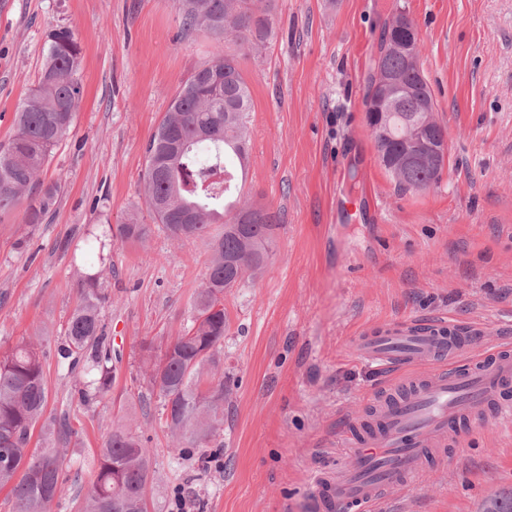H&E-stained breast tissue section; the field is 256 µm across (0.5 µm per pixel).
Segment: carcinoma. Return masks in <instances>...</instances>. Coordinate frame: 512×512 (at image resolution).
<instances>
[{
	"label": "carcinoma",
	"mask_w": 512,
	"mask_h": 512,
	"mask_svg": "<svg viewBox=\"0 0 512 512\" xmlns=\"http://www.w3.org/2000/svg\"><path fill=\"white\" fill-rule=\"evenodd\" d=\"M274 0H177L185 32L202 31L240 47L199 67L172 98L145 148L143 199L155 223L177 241L210 240L208 271L194 297L190 324L170 336L156 356L144 360L149 382L163 396L172 447L184 463L203 459L205 448L224 427V403L231 393L224 376V291L263 273L278 226L276 213L232 198L249 158L251 95L242 60L273 36ZM385 31L376 74L389 78L395 104L378 110L367 99V124L376 153L391 160L412 151L422 135L433 143L447 139L434 118L435 104L413 62L420 40L407 42L401 15ZM81 47L67 28L46 42L37 86L15 112L16 134L0 145V212L23 209V223L36 228L56 202L59 187L41 175L54 148L74 123L82 90L77 74ZM445 157L426 155L404 165L394 179L405 190L437 183ZM151 225L131 216L117 225L120 240L145 243ZM104 269L80 277V302L58 349L62 362L82 366L91 380L79 394L88 401L107 394L114 367L101 309ZM42 335L22 339L0 353V488H10L13 512H48L64 491V459L56 444L73 434L67 419L45 417L48 390ZM41 425L39 448H29ZM146 440L130 425L109 433L97 451L98 472L83 512H148L153 481Z\"/></svg>",
	"instance_id": "obj_1"
}]
</instances>
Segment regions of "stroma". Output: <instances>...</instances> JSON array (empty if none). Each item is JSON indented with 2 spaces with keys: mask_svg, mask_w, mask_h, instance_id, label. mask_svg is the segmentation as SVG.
<instances>
[{
  "mask_svg": "<svg viewBox=\"0 0 512 512\" xmlns=\"http://www.w3.org/2000/svg\"><path fill=\"white\" fill-rule=\"evenodd\" d=\"M403 11L448 130L441 180L404 192L379 165L366 97L385 26ZM276 35L244 59L250 162L241 196L278 212L267 270L224 294V370L232 394L211 461L178 464L144 344L176 335L206 273V240H172L141 196L146 144L179 88L233 50L185 34L174 0H0V144L36 85L51 31L81 45L74 124L43 173L60 192L44 224L0 217V347L44 335L47 412L69 409L59 450L78 512L113 426L136 420L155 470L148 512H177V486L201 512H311L310 477L343 461L337 429L383 383L353 337L404 319L478 327L481 347L512 338V0H275ZM152 224L146 244L112 240L102 309L119 353L111 390L81 402L57 350L78 302L74 262L88 237ZM512 492V423L465 430L447 463L388 492L381 512H484Z\"/></svg>",
  "mask_w": 512,
  "mask_h": 512,
  "instance_id": "35a3bbf8",
  "label": "stroma"
}]
</instances>
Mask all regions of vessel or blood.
<instances>
[{"label": "vessel or blood", "mask_w": 512, "mask_h": 512, "mask_svg": "<svg viewBox=\"0 0 512 512\" xmlns=\"http://www.w3.org/2000/svg\"><path fill=\"white\" fill-rule=\"evenodd\" d=\"M474 326L443 319L386 326L356 341L362 359L389 374L367 404L370 431L340 428L346 466L312 477L316 512H375L397 487L447 460L464 429L512 419V342L470 354Z\"/></svg>", "instance_id": "1"}]
</instances>
